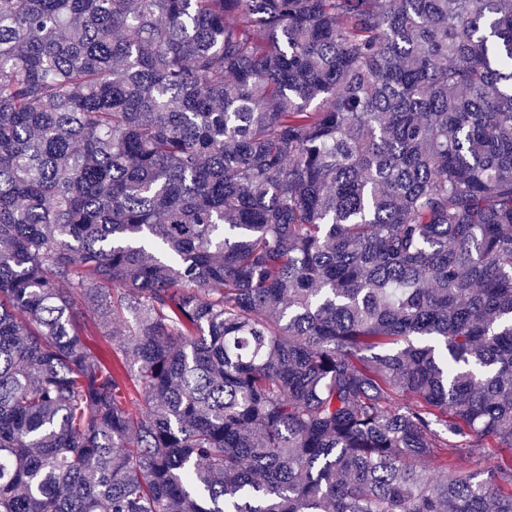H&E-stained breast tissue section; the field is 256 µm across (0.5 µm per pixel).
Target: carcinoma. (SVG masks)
<instances>
[{
    "mask_svg": "<svg viewBox=\"0 0 512 512\" xmlns=\"http://www.w3.org/2000/svg\"><path fill=\"white\" fill-rule=\"evenodd\" d=\"M0 512H512V0L0 7Z\"/></svg>",
    "mask_w": 512,
    "mask_h": 512,
    "instance_id": "carcinoma-1",
    "label": "carcinoma"
}]
</instances>
